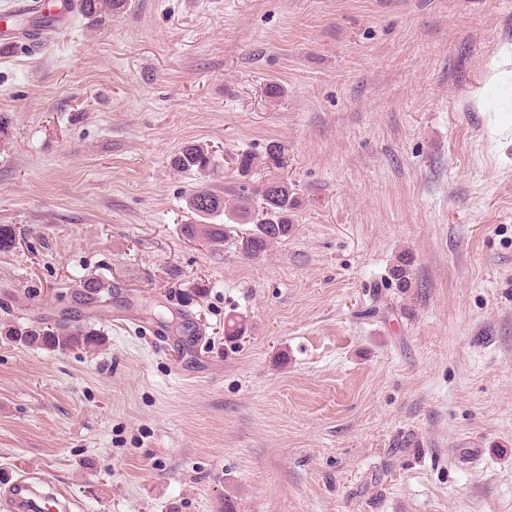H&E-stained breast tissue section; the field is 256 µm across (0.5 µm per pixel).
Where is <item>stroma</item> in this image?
<instances>
[{"mask_svg":"<svg viewBox=\"0 0 512 512\" xmlns=\"http://www.w3.org/2000/svg\"><path fill=\"white\" fill-rule=\"evenodd\" d=\"M191 142L207 176L171 164ZM279 178L263 255L183 236L193 191ZM0 224V319L115 287L101 347L0 338V481L48 468L83 512H512V0L73 15L0 47ZM76 288L72 297L78 309L90 311L112 298V288L115 287L97 277H88L80 281Z\"/></svg>","mask_w":512,"mask_h":512,"instance_id":"1","label":"stroma"}]
</instances>
